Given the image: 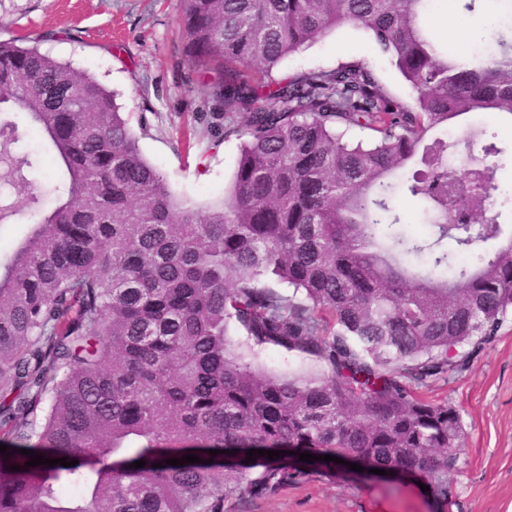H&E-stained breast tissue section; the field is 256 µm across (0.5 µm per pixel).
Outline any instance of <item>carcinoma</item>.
<instances>
[{
    "label": "carcinoma",
    "instance_id": "cac0c4a2",
    "mask_svg": "<svg viewBox=\"0 0 512 512\" xmlns=\"http://www.w3.org/2000/svg\"><path fill=\"white\" fill-rule=\"evenodd\" d=\"M428 2L182 0L197 90L230 116L211 136L241 139L208 211L177 202L112 92L0 40V114L24 113L62 172L58 204L0 268V435L17 439L0 457V512H224L230 495L334 465L249 462L250 449L399 471L448 499L461 416L422 391L467 366L457 349L497 336L512 238L463 259L502 235L505 150L486 142L458 171L459 142L436 132L478 111L512 122V40L463 62L423 27ZM343 25L367 34L411 100L360 62L276 76ZM21 139L0 120L17 196L32 167L12 152ZM398 192L424 204L425 233L397 229ZM232 326L321 373L266 371L237 352ZM22 449L78 464L28 466ZM188 454L203 462L166 463Z\"/></svg>",
    "mask_w": 512,
    "mask_h": 512
}]
</instances>
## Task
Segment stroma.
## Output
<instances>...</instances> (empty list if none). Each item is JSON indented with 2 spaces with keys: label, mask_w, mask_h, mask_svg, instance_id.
Returning a JSON list of instances; mask_svg holds the SVG:
<instances>
[{
  "label": "stroma",
  "mask_w": 512,
  "mask_h": 512,
  "mask_svg": "<svg viewBox=\"0 0 512 512\" xmlns=\"http://www.w3.org/2000/svg\"><path fill=\"white\" fill-rule=\"evenodd\" d=\"M182 0H0V40L39 38L52 57L91 74L112 91L145 159L178 201L205 210L224 198L240 142L214 144L203 115L211 109L196 87L182 37ZM423 23L449 51L470 61L489 54L512 29V0L462 14L457 0H431ZM341 62H363L397 98L412 96L391 62L378 56L361 31L343 26L288 56L280 76ZM20 149L35 155L27 169V197L17 215L0 223V257L30 231L57 198L60 172L22 113ZM436 398L460 413L464 439L447 501L422 491L417 480L317 467L303 483L254 499L229 497L224 512H512V313L467 370L439 384Z\"/></svg>",
  "instance_id": "35a3bbf8"
}]
</instances>
